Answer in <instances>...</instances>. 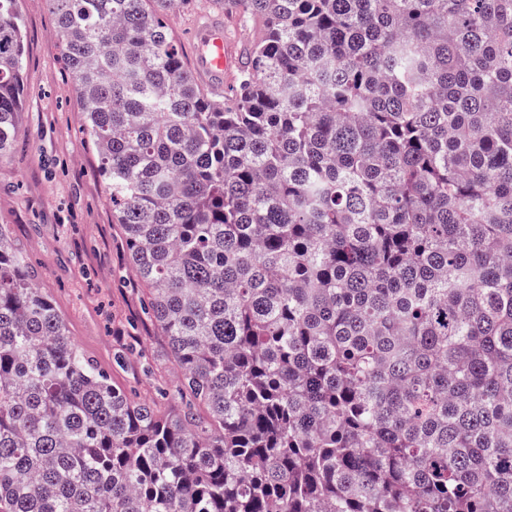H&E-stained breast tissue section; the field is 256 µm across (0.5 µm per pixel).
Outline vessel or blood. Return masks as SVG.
<instances>
[{
  "label": "vessel or blood",
  "instance_id": "vessel-or-blood-1",
  "mask_svg": "<svg viewBox=\"0 0 512 512\" xmlns=\"http://www.w3.org/2000/svg\"><path fill=\"white\" fill-rule=\"evenodd\" d=\"M192 39L196 49V74L216 89H223L225 78L239 66L237 44L231 40L221 22L213 21L197 27Z\"/></svg>",
  "mask_w": 512,
  "mask_h": 512
}]
</instances>
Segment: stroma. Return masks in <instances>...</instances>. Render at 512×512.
<instances>
[{
	"mask_svg": "<svg viewBox=\"0 0 512 512\" xmlns=\"http://www.w3.org/2000/svg\"><path fill=\"white\" fill-rule=\"evenodd\" d=\"M24 39L21 140L0 163V224L33 279L63 314L75 346L159 416L190 394L162 395L177 379L168 342L145 313V285L112 220L79 99L48 0H20Z\"/></svg>",
	"mask_w": 512,
	"mask_h": 512,
	"instance_id": "1",
	"label": "stroma"
}]
</instances>
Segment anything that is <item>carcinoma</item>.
<instances>
[{
    "instance_id": "cac0c4a2",
    "label": "carcinoma",
    "mask_w": 512,
    "mask_h": 512,
    "mask_svg": "<svg viewBox=\"0 0 512 512\" xmlns=\"http://www.w3.org/2000/svg\"><path fill=\"white\" fill-rule=\"evenodd\" d=\"M167 419L0 225V512H512V0H48ZM262 19L235 93L165 16ZM0 0V161L19 144ZM206 14L220 16L224 21L228 17L225 13L213 12L203 6H199L194 10L176 11L168 17V24L175 42L179 46L185 62L192 70L194 64V49L191 41V32L194 25Z\"/></svg>"
}]
</instances>
